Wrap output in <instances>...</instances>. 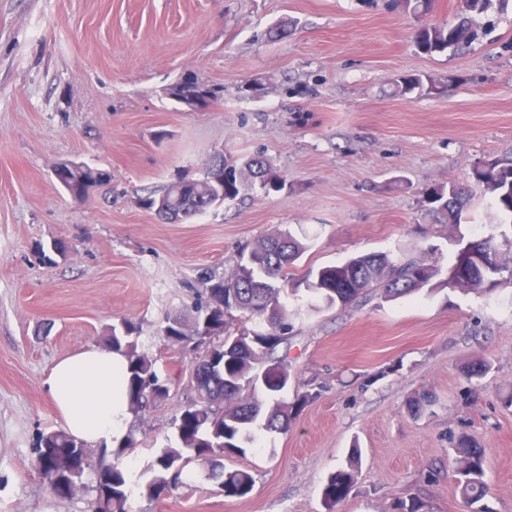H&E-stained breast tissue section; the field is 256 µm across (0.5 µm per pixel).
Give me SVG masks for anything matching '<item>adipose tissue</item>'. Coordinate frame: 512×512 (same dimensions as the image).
Returning <instances> with one entry per match:
<instances>
[{"mask_svg": "<svg viewBox=\"0 0 512 512\" xmlns=\"http://www.w3.org/2000/svg\"><path fill=\"white\" fill-rule=\"evenodd\" d=\"M127 378L124 355L90 347L56 360L45 386L67 433L111 446L123 440L131 416Z\"/></svg>", "mask_w": 512, "mask_h": 512, "instance_id": "1", "label": "adipose tissue"}]
</instances>
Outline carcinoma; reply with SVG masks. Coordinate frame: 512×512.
I'll list each match as a JSON object with an SVG mask.
<instances>
[{
  "label": "carcinoma",
  "instance_id": "cac0c4a2",
  "mask_svg": "<svg viewBox=\"0 0 512 512\" xmlns=\"http://www.w3.org/2000/svg\"><path fill=\"white\" fill-rule=\"evenodd\" d=\"M396 8L426 15L434 0H391ZM509 0H459L454 19L428 24L415 34L417 48L427 54L461 49L478 36L474 16L502 11ZM179 86L190 95L187 104L204 107L213 93L192 79ZM396 91L406 95L416 89L440 91L430 78L412 74L395 81ZM250 176L265 195L280 191L285 178L262 155H254L238 165L230 154L195 178L185 175L164 193L147 196L141 204L163 221L182 223L206 213L215 206L234 201L241 193L242 180ZM101 169L72 162L57 181L76 202H83L91 190L107 181ZM469 182L490 195L500 225L512 224V158L494 157L490 168L471 173ZM427 210L457 226L467 218L472 195L462 184L450 180L435 183L423 192ZM305 246L287 231L258 241L243 251L227 275H209L202 280L194 310L176 316L161 327V335L172 344L206 345L193 369L192 386L204 401L191 402L175 418V439L159 447L151 477L142 488L149 497L158 498L178 480L191 464L208 465L209 475L218 481L224 495L244 497L253 487V476L243 469H228L224 456L244 453L257 441L259 433H286L303 410L320 394L321 387L306 384L286 402L281 393L288 388L291 373L285 359H275L276 348L287 341L288 306L283 293L290 285L289 271L299 260ZM504 283L512 284V234H490L467 242L465 253L456 255L443 269L414 256L392 257L369 253L350 259L341 266L310 269L299 284L328 307L350 306L364 296L380 292L386 298H399L433 291L446 285L463 293L491 292ZM214 325L212 337L195 340L194 331L204 319ZM136 327L129 321L112 327L105 345L122 352L128 359L130 377L127 399L137 416L148 407L167 399L170 389H161L163 381L156 360L138 351ZM75 440L63 430L41 434L35 448V467L59 497H69L65 484L52 479L58 459L75 452ZM451 477L468 512H494L488 502L485 450L470 437L460 435L452 448ZM95 476L91 486L89 512H129L128 488L131 473L108 460L102 449L95 461L81 469ZM358 478L356 458L331 473L321 492L326 512L351 493Z\"/></svg>",
  "mask_w": 512,
  "mask_h": 512
}]
</instances>
